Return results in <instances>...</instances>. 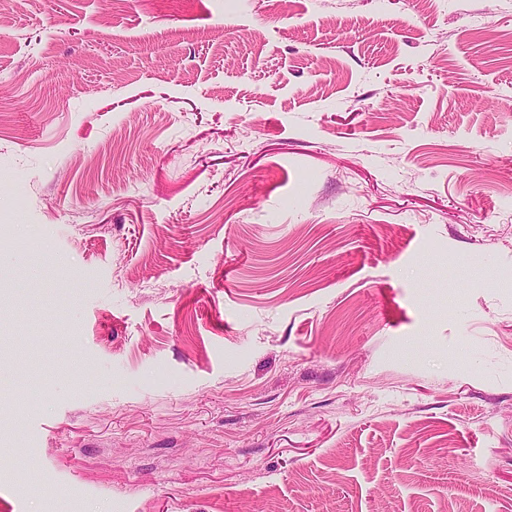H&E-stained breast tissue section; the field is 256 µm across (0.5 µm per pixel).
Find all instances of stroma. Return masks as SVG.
<instances>
[{
    "label": "stroma",
    "instance_id": "1",
    "mask_svg": "<svg viewBox=\"0 0 512 512\" xmlns=\"http://www.w3.org/2000/svg\"><path fill=\"white\" fill-rule=\"evenodd\" d=\"M0 512H512V0H18Z\"/></svg>",
    "mask_w": 512,
    "mask_h": 512
}]
</instances>
